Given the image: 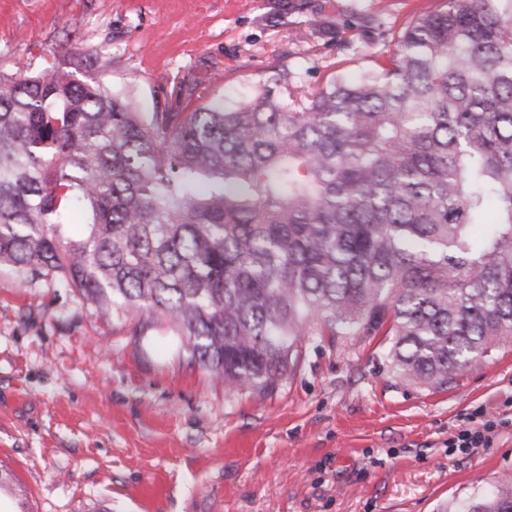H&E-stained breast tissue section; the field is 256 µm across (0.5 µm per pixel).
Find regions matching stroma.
Returning <instances> with one entry per match:
<instances>
[{
  "mask_svg": "<svg viewBox=\"0 0 512 512\" xmlns=\"http://www.w3.org/2000/svg\"><path fill=\"white\" fill-rule=\"evenodd\" d=\"M0 0V73L48 68L137 111L300 99L397 50L440 0ZM339 38H331V31ZM379 338L308 346L265 398L139 343L67 288L0 271V478L35 512H461L512 483V340L445 391L393 375ZM488 445L454 448L467 416Z\"/></svg>",
  "mask_w": 512,
  "mask_h": 512,
  "instance_id": "1",
  "label": "stroma"
}]
</instances>
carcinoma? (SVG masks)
Wrapping results in <instances>:
<instances>
[{
	"label": "carcinoma",
	"mask_w": 512,
	"mask_h": 512,
	"mask_svg": "<svg viewBox=\"0 0 512 512\" xmlns=\"http://www.w3.org/2000/svg\"><path fill=\"white\" fill-rule=\"evenodd\" d=\"M2 268L235 391L273 394L325 336H381L397 378L448 389L512 338V0H445L297 106L146 115L0 74ZM466 512H512V484Z\"/></svg>",
	"instance_id": "cac0c4a2"
}]
</instances>
